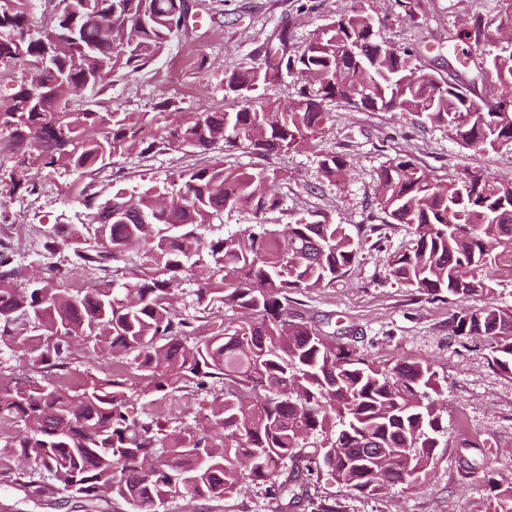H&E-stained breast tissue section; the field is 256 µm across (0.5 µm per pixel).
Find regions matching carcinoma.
Masks as SVG:
<instances>
[{"label": "carcinoma", "mask_w": 512, "mask_h": 512, "mask_svg": "<svg viewBox=\"0 0 512 512\" xmlns=\"http://www.w3.org/2000/svg\"><path fill=\"white\" fill-rule=\"evenodd\" d=\"M32 0H0V64L19 72L10 101L0 105V138L12 147L10 195L36 190L32 170L72 174L67 185L85 208L77 224L45 231L38 256L44 281L0 244V350L29 361L39 378L0 386V481L34 504L121 502L129 512H167L190 495L220 500L243 483L266 484L285 508L340 512L336 500L308 494L305 473L326 470L362 494L412 485L439 459L448 422L436 407L433 367L400 359L366 363L290 311L292 295L330 285L356 261L362 241L346 225L319 213L288 231L250 224L224 232V209L259 216L280 204V176L224 167L216 157L178 170L162 185L102 196L96 174L108 161L182 148L223 151L244 146L288 152L316 138L329 102L367 112L416 113L448 127L456 143L494 149L512 142V98L479 103L459 79L438 77L408 50L376 40L375 17L356 10L326 21L299 55L272 65L300 76L294 99L255 105L248 92L267 78L255 68L225 77L234 104L223 111L172 112L163 99L153 111L112 112L73 98L100 93L156 61L186 28L185 0H56L50 21L31 28ZM512 86V47L490 62ZM67 85L59 98L56 89ZM347 161L327 155L326 178ZM381 210L414 230L413 246L388 259L393 278L432 299L463 302L494 291L492 274L512 270V186L481 170L432 180L412 159L397 157L377 178ZM69 243V258L56 259ZM143 261L118 266L130 250ZM91 276L72 285L70 268ZM190 285L188 306L177 292ZM239 317L228 319L224 311ZM456 336H485L492 364L512 373V308L461 307ZM92 350L120 362L104 376L77 368ZM141 392L173 399L198 397L207 423L169 429L133 413L131 381ZM291 462L284 480L269 463ZM494 512H512V486L496 487Z\"/></svg>", "instance_id": "obj_1"}]
</instances>
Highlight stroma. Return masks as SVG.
Returning a JSON list of instances; mask_svg holds the SVG:
<instances>
[{"mask_svg":"<svg viewBox=\"0 0 512 512\" xmlns=\"http://www.w3.org/2000/svg\"><path fill=\"white\" fill-rule=\"evenodd\" d=\"M186 31L172 38L163 55L124 79L109 83L101 100L114 112H149L171 98L183 112L231 105L224 78L242 67L267 70V49L287 35L290 53L303 52L326 19L366 9L374 14L377 37L388 46L413 50L421 65L448 80L462 76L478 97L494 100L502 91L489 72L501 34L489 28L469 35L470 18L497 16L499 0H421L416 19L394 9L391 0H186ZM347 159L343 176L327 179L319 166L324 155ZM397 157L412 158L430 176L447 178L481 169L512 179V143L496 150L461 148L447 128L398 112H365L344 103L328 107L321 133L308 144L276 155L243 149L226 154L225 166L277 171L279 207L257 216L225 211L224 228L235 231L260 222L276 228L313 212L347 225L362 240L356 263L336 283L296 293L291 306L329 340L351 348L377 366L397 360H424L437 371L439 399L448 420L446 448L432 472L417 484L395 485L374 496L343 487L326 473L308 478L310 493L336 499L341 512H493L490 481L512 483V375L489 362V340L455 336L449 321L454 300L438 301L397 283L389 273L391 254L414 239L405 224L389 223L380 208L376 183L380 169ZM190 148L146 158L113 159L99 174L98 187L138 190L165 182L175 170L208 161ZM65 176H38V190L17 191L0 207V226L21 224L26 242L18 250L23 264L33 262L43 231L78 204L61 191ZM282 499L265 486L227 493L212 501L184 496L168 512H283Z\"/></svg>","mask_w":512,"mask_h":512,"instance_id":"stroma-1","label":"stroma"}]
</instances>
